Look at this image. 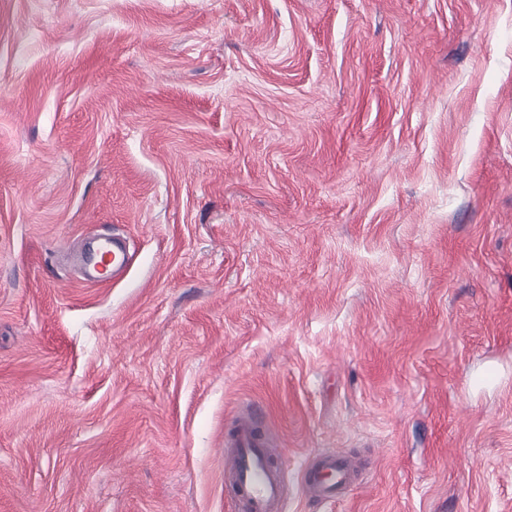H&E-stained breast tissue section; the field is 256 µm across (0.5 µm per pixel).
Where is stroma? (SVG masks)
Returning <instances> with one entry per match:
<instances>
[{"label": "stroma", "instance_id": "35a3bbf8", "mask_svg": "<svg viewBox=\"0 0 512 512\" xmlns=\"http://www.w3.org/2000/svg\"><path fill=\"white\" fill-rule=\"evenodd\" d=\"M251 406L512 512V0H0V512H232ZM93 260L96 271L95 282L106 284L128 266L130 258L118 240L102 239L97 243Z\"/></svg>", "mask_w": 512, "mask_h": 512}]
</instances>
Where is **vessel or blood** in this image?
<instances>
[{
    "label": "vessel or blood",
    "mask_w": 512,
    "mask_h": 512,
    "mask_svg": "<svg viewBox=\"0 0 512 512\" xmlns=\"http://www.w3.org/2000/svg\"><path fill=\"white\" fill-rule=\"evenodd\" d=\"M95 280L111 282L129 264V257L116 240H100L93 254ZM273 441L264 424L254 418L241 420L224 437L226 468L224 485L236 512H284L288 497V472L275 464ZM302 480L319 501L335 499L349 483L345 462L335 450L325 449L302 469Z\"/></svg>",
    "instance_id": "obj_1"
}]
</instances>
